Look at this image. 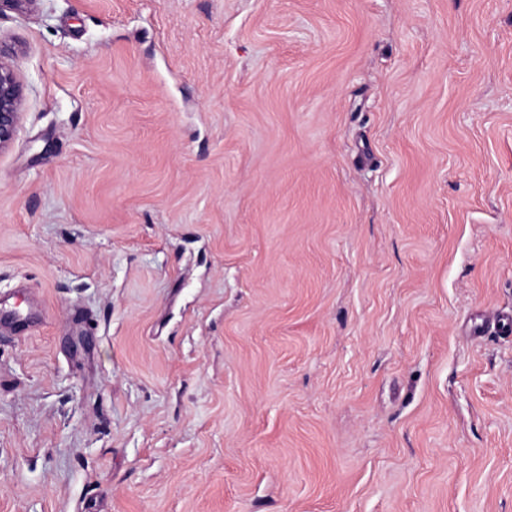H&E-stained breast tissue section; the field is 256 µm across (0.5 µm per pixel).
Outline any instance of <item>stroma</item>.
<instances>
[{"instance_id": "stroma-1", "label": "stroma", "mask_w": 512, "mask_h": 512, "mask_svg": "<svg viewBox=\"0 0 512 512\" xmlns=\"http://www.w3.org/2000/svg\"><path fill=\"white\" fill-rule=\"evenodd\" d=\"M0 512H512V0H0ZM24 97L14 66L0 58V152L13 142L17 132Z\"/></svg>"}]
</instances>
